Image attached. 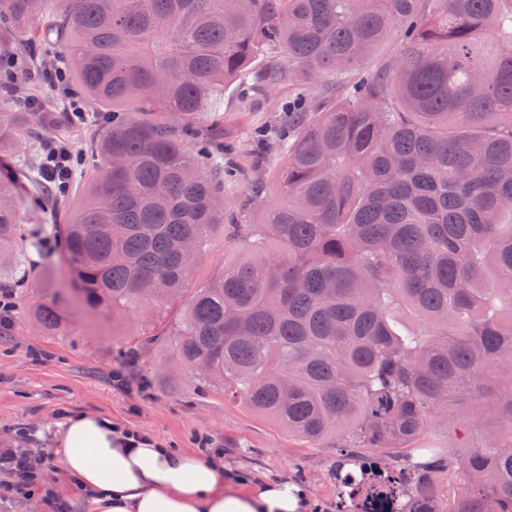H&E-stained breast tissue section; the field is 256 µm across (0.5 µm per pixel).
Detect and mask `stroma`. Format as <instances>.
<instances>
[{
	"instance_id": "35a3bbf8",
	"label": "stroma",
	"mask_w": 512,
	"mask_h": 512,
	"mask_svg": "<svg viewBox=\"0 0 512 512\" xmlns=\"http://www.w3.org/2000/svg\"><path fill=\"white\" fill-rule=\"evenodd\" d=\"M16 76L23 97L60 103L80 95L76 83H69L64 91L57 89L43 81L39 68L27 63L17 69ZM236 96L232 87L224 93V142L237 148L245 173L257 174L268 204L276 197L273 161H254L246 145L254 128L272 124L278 108L288 101V89L282 86L256 97L248 110L236 106ZM17 204L25 233L60 242V215L23 180L18 183ZM243 255L242 249L225 246L223 235L214 236L197 264L194 287L217 277L225 264ZM69 285L61 277L46 284L41 273H34L26 297L16 303L13 326L0 333V441L17 438L22 447L44 453L46 480L69 501L71 512H89L87 497L72 482L54 448L60 423L73 412L109 417L176 450H196L197 436L209 434L224 450L218 466L238 475V488L287 481L300 489L313 512H336V481L331 475L335 449L327 444L306 447L283 427L225 400L219 388L195 389L188 374L175 368L167 344L139 341V334L154 330L147 315L92 313L76 306L65 334H47L38 328L32 320V305L50 299L53 288ZM130 346L137 349L135 376L148 383L149 398L112 384L110 372L122 350Z\"/></svg>"
}]
</instances>
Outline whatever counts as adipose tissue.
I'll use <instances>...</instances> for the list:
<instances>
[{
    "instance_id": "1",
    "label": "adipose tissue",
    "mask_w": 512,
    "mask_h": 512,
    "mask_svg": "<svg viewBox=\"0 0 512 512\" xmlns=\"http://www.w3.org/2000/svg\"><path fill=\"white\" fill-rule=\"evenodd\" d=\"M56 455L90 497L92 512H305L296 486L233 488L211 462L162 447L154 438L125 439L109 418L68 415Z\"/></svg>"
}]
</instances>
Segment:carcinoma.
I'll list each match as a JSON object with an SVG mask.
<instances>
[{
  "instance_id": "obj_1",
  "label": "carcinoma",
  "mask_w": 512,
  "mask_h": 512,
  "mask_svg": "<svg viewBox=\"0 0 512 512\" xmlns=\"http://www.w3.org/2000/svg\"><path fill=\"white\" fill-rule=\"evenodd\" d=\"M38 45L102 114L0 109V154L39 143L0 177V290L31 276L23 177L69 211L43 330L72 295L181 303L170 349L201 386L335 439L336 512H512V0H0V95ZM285 82V130L249 140L282 158L252 224L224 205V90ZM79 124L94 158L62 191L45 147ZM226 226L249 257L185 296L184 245Z\"/></svg>"
}]
</instances>
